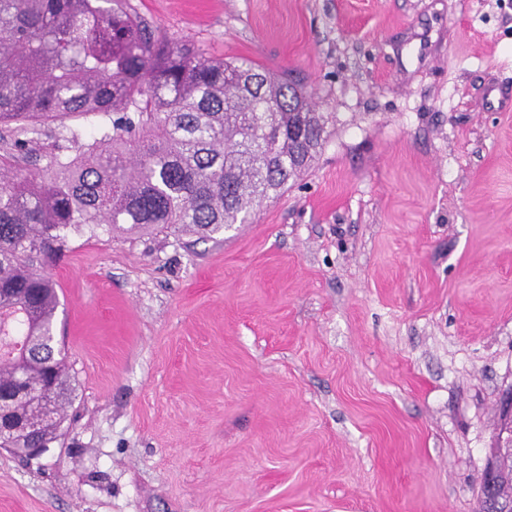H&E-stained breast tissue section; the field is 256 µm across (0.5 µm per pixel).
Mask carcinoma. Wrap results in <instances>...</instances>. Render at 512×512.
<instances>
[{"instance_id": "carcinoma-1", "label": "carcinoma", "mask_w": 512, "mask_h": 512, "mask_svg": "<svg viewBox=\"0 0 512 512\" xmlns=\"http://www.w3.org/2000/svg\"><path fill=\"white\" fill-rule=\"evenodd\" d=\"M332 119L286 74L155 37L125 0H0V348L54 322L46 268L74 238H212L308 167ZM45 357L27 398L25 358H0V448L62 436L74 388L62 349ZM496 466L511 498L512 450Z\"/></svg>"}]
</instances>
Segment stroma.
Masks as SVG:
<instances>
[{"label":"stroma","mask_w":512,"mask_h":512,"mask_svg":"<svg viewBox=\"0 0 512 512\" xmlns=\"http://www.w3.org/2000/svg\"><path fill=\"white\" fill-rule=\"evenodd\" d=\"M336 120L249 223L73 240L77 397L0 512H477L512 393V0H128Z\"/></svg>","instance_id":"stroma-1"}]
</instances>
